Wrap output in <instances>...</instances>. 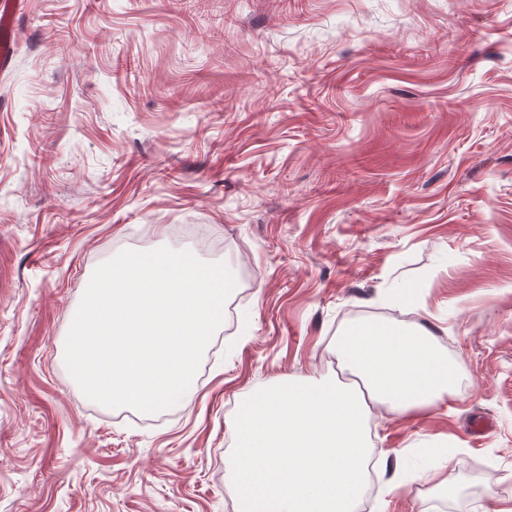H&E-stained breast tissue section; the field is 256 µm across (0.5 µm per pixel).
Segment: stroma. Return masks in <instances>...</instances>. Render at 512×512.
Listing matches in <instances>:
<instances>
[{
    "label": "stroma",
    "instance_id": "stroma-1",
    "mask_svg": "<svg viewBox=\"0 0 512 512\" xmlns=\"http://www.w3.org/2000/svg\"><path fill=\"white\" fill-rule=\"evenodd\" d=\"M13 38L0 512H235L239 398L350 383L334 340L371 320L428 327L461 384L374 413L357 512H512V0H21ZM162 246L226 264L236 303L190 402L104 407L73 316Z\"/></svg>",
    "mask_w": 512,
    "mask_h": 512
}]
</instances>
